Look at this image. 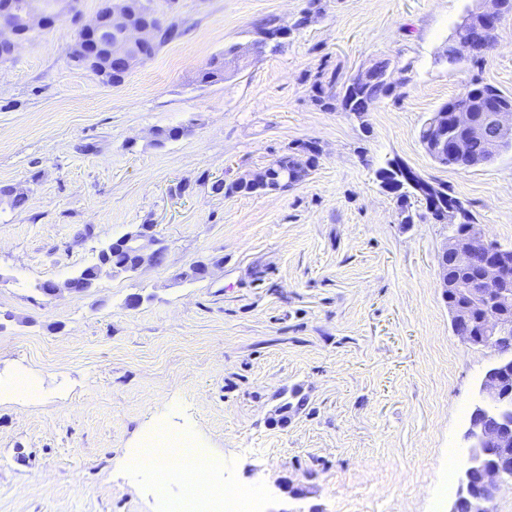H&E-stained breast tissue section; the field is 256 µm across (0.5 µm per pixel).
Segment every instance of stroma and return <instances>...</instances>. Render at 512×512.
<instances>
[{"mask_svg": "<svg viewBox=\"0 0 512 512\" xmlns=\"http://www.w3.org/2000/svg\"><path fill=\"white\" fill-rule=\"evenodd\" d=\"M474 0H178L182 35L118 84L69 59L75 26L0 61V512H161L183 500L129 461L153 422L224 456V482L264 512H448L468 413L499 355L453 332L437 276L448 227L412 199L403 223L376 171L398 159L447 185L512 249V150L438 164L423 123L478 78L512 93V12L493 53L449 64ZM309 21H302V14ZM278 18L276 50L201 84L212 58ZM385 61L369 112L325 110L318 72ZM190 126L156 145L155 132ZM322 150L284 192H213L286 152ZM151 224L164 265L38 290ZM206 262L203 278L180 272ZM297 399L287 423L284 400Z\"/></svg>", "mask_w": 512, "mask_h": 512, "instance_id": "obj_1", "label": "stroma"}]
</instances>
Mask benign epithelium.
<instances>
[{
	"mask_svg": "<svg viewBox=\"0 0 512 512\" xmlns=\"http://www.w3.org/2000/svg\"><path fill=\"white\" fill-rule=\"evenodd\" d=\"M476 2L467 20L483 22L484 30L492 34L489 43L495 44L502 2ZM148 12V22L138 27L127 25L114 12L106 23L97 16L83 23L76 0H24L17 8L0 11V42L16 48L32 31L45 29L60 19H71L79 23L77 31L82 33L83 59L79 64H85L100 47L106 46L112 59V77L119 80L149 59L159 32L168 24L165 14L156 10L154 4H148ZM453 122L460 135L450 140L448 113L435 112L428 121L432 150L441 157L448 152L465 155L471 141L483 139L488 142L489 154L479 161L482 166L495 160L499 145L512 142V109L500 103L498 97L487 100L478 116L470 109L454 113ZM134 243L142 263L153 264L157 239L152 235L139 236ZM442 256L453 265L476 273L471 287L456 288L448 295L456 334L468 344L498 348L503 335L512 330V322L506 320L502 305L512 292V250L488 242L477 226L449 236ZM480 392L479 404L464 434V439L471 442L470 451L449 512H456L458 500L463 497L467 498L468 512H491L490 505L500 486L512 479V415L500 413L489 424L478 423L486 409L502 408L512 396V363L507 358H501L485 372ZM476 473L481 476V488L474 492L472 479Z\"/></svg>",
	"mask_w": 512,
	"mask_h": 512,
	"instance_id": "obj_1",
	"label": "benign epithelium"
}]
</instances>
